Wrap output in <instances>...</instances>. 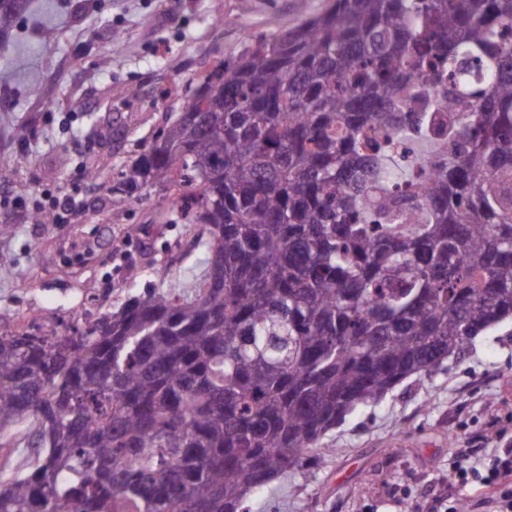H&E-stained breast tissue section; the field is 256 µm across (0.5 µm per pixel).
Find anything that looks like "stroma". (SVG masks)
Here are the masks:
<instances>
[{"label":"stroma","instance_id":"1","mask_svg":"<svg viewBox=\"0 0 512 512\" xmlns=\"http://www.w3.org/2000/svg\"><path fill=\"white\" fill-rule=\"evenodd\" d=\"M328 0H32L0 48V312L34 332L85 331L104 310L149 289L187 286L203 268L200 225L166 224L155 195L116 192L118 174L177 117L189 92H170L245 35L288 29ZM55 29L44 44L41 25ZM105 169L89 179L91 157ZM77 207L52 224L29 216L48 195ZM20 211H13V202ZM139 234L128 235L129 225ZM322 464L274 479L250 512H418L447 495L464 450L512 448V322L479 339L445 370L414 378L356 410L322 441Z\"/></svg>","mask_w":512,"mask_h":512}]
</instances>
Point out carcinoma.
Instances as JSON below:
<instances>
[{
    "label": "carcinoma",
    "instance_id": "carcinoma-1",
    "mask_svg": "<svg viewBox=\"0 0 512 512\" xmlns=\"http://www.w3.org/2000/svg\"><path fill=\"white\" fill-rule=\"evenodd\" d=\"M28 0H0V42ZM119 173L204 273L79 336L0 313V512H246L512 320V0H330L245 37ZM1 448V447H0ZM29 452L23 448H1L0 461L8 464L0 467V479L13 475L26 461Z\"/></svg>",
    "mask_w": 512,
    "mask_h": 512
}]
</instances>
